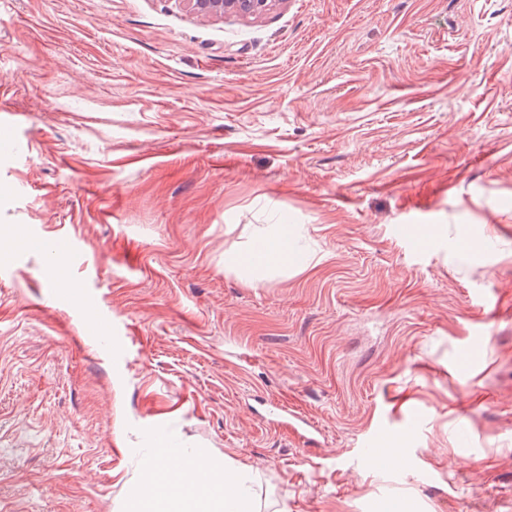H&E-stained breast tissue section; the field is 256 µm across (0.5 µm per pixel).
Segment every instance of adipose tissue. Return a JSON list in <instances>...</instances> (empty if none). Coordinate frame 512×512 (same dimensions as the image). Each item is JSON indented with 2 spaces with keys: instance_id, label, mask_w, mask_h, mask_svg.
<instances>
[{
  "instance_id": "adipose-tissue-1",
  "label": "adipose tissue",
  "mask_w": 512,
  "mask_h": 512,
  "mask_svg": "<svg viewBox=\"0 0 512 512\" xmlns=\"http://www.w3.org/2000/svg\"><path fill=\"white\" fill-rule=\"evenodd\" d=\"M288 227L275 225L260 236L268 256L266 264L248 261L245 255L228 252L224 269L239 275L243 285L256 281L261 267L302 270L315 262L313 253L298 256L288 246ZM208 479H200V472ZM125 512H256L253 485L245 468L225 464L223 470H208L206 463L178 446L171 445L157 454L148 471L144 489L125 505Z\"/></svg>"
}]
</instances>
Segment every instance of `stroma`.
Here are the masks:
<instances>
[{
  "instance_id": "stroma-1",
  "label": "stroma",
  "mask_w": 512,
  "mask_h": 512,
  "mask_svg": "<svg viewBox=\"0 0 512 512\" xmlns=\"http://www.w3.org/2000/svg\"><path fill=\"white\" fill-rule=\"evenodd\" d=\"M1 124L0 512L167 441L260 512H512V0H0ZM268 224L319 261L243 286ZM281 0H180L192 13L202 18L223 19L234 14L244 18L259 17L272 10Z\"/></svg>"
}]
</instances>
